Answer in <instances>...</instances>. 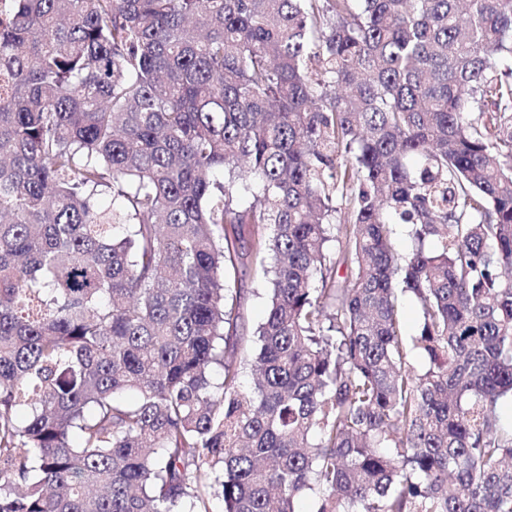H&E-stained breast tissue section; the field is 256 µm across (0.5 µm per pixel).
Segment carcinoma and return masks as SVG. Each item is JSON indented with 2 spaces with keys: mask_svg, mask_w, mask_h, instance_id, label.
I'll list each match as a JSON object with an SVG mask.
<instances>
[{
  "mask_svg": "<svg viewBox=\"0 0 512 512\" xmlns=\"http://www.w3.org/2000/svg\"><path fill=\"white\" fill-rule=\"evenodd\" d=\"M0 3V512H512V0ZM242 286V288H245V293L241 302L245 313V323L249 328V333H247V335L252 336V332L256 328L261 319L262 313L267 307V298L263 288L257 279L254 278L251 271H249Z\"/></svg>",
  "mask_w": 512,
  "mask_h": 512,
  "instance_id": "obj_1",
  "label": "carcinoma"
}]
</instances>
